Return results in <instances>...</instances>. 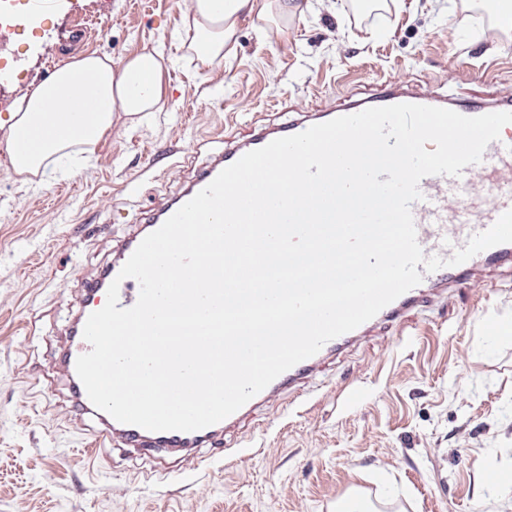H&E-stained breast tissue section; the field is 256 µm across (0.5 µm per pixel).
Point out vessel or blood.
Masks as SVG:
<instances>
[{"mask_svg": "<svg viewBox=\"0 0 512 512\" xmlns=\"http://www.w3.org/2000/svg\"><path fill=\"white\" fill-rule=\"evenodd\" d=\"M326 113H316L292 125L265 131L246 143L225 151L214 167L196 178L167 205L154 212L145 224L125 239L119 247V259L107 266L100 278L87 282L83 288L81 309L75 320V328L67 336L62 361L70 381L71 392L77 407L100 422L101 437L106 441L119 440L124 445L151 451L159 456L184 452L221 439L228 428L235 426L262 404L271 393L294 386L307 372L332 356L337 349L349 343L353 335L345 333L327 342L315 355L296 364L262 390L235 413L207 428L193 431H149L124 424L109 414L97 410L89 400L85 388L76 373V360L90 350L83 337L88 316L101 309L112 281H119V308L133 306L140 287L135 279H119L118 273L140 242L158 229L176 210L206 187L224 168L233 164L245 153L261 148L271 141L299 133L306 128L329 121ZM482 173V181H473L475 173ZM422 200L412 203L411 211L417 231V239L425 257L438 256L450 259L454 251L465 248L469 238L489 229L498 217L512 209V124L505 125L498 140L487 146L481 163L463 168L461 176L433 175L419 184ZM493 196L492 205H485L486 196ZM512 264V243L491 247L458 266H446L424 273L422 282L383 308L378 320L397 319L417 307L428 288H452L460 285L471 272L501 263Z\"/></svg>", "mask_w": 512, "mask_h": 512, "instance_id": "1", "label": "vessel or blood"}]
</instances>
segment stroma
<instances>
[{
  "label": "stroma",
  "instance_id": "35a3bbf8",
  "mask_svg": "<svg viewBox=\"0 0 512 512\" xmlns=\"http://www.w3.org/2000/svg\"><path fill=\"white\" fill-rule=\"evenodd\" d=\"M186 2L58 0L33 26L15 10L3 119L78 57L160 43L176 63L164 112L117 123L72 177L25 184L0 162V512H336L354 492L373 512H512V339L490 334L512 318L507 264L354 338L221 448L196 449L182 481L119 442L88 465L99 423L73 407L60 367L82 287L224 148L397 77L434 100H512V33L478 25L493 0H384L366 23L356 0H312L283 37L242 26L208 66L172 39ZM94 15L111 19L107 32Z\"/></svg>",
  "mask_w": 512,
  "mask_h": 512
}]
</instances>
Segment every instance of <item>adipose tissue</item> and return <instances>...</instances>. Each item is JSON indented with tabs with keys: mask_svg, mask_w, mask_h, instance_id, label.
<instances>
[{
	"mask_svg": "<svg viewBox=\"0 0 512 512\" xmlns=\"http://www.w3.org/2000/svg\"><path fill=\"white\" fill-rule=\"evenodd\" d=\"M296 0H189L179 45L202 64L224 58V49L241 25L274 24L300 13ZM173 64L162 46L141 47L120 65L89 55L57 69L23 97L7 120H0V140L12 173L19 177L53 173L71 175L87 164L94 146L118 119L139 125L162 111L163 76ZM81 91L83 109L64 125L58 108L68 88Z\"/></svg>",
	"mask_w": 512,
	"mask_h": 512,
	"instance_id": "ef3b65f1",
	"label": "adipose tissue"
}]
</instances>
